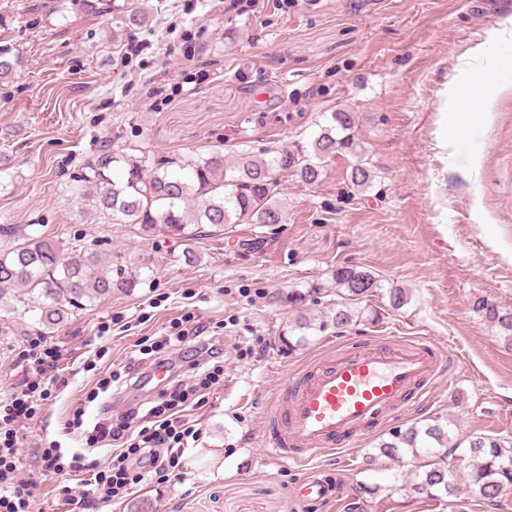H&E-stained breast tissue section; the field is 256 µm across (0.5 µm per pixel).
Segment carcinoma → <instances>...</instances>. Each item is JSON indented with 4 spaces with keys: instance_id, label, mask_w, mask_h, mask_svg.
Instances as JSON below:
<instances>
[{
    "instance_id": "carcinoma-1",
    "label": "carcinoma",
    "mask_w": 512,
    "mask_h": 512,
    "mask_svg": "<svg viewBox=\"0 0 512 512\" xmlns=\"http://www.w3.org/2000/svg\"><path fill=\"white\" fill-rule=\"evenodd\" d=\"M70 2L72 9L83 13L116 11L112 0ZM152 13V5L146 2L119 13L117 19L132 36L150 21ZM15 65L9 48L0 46V79L11 77ZM354 127L355 113L338 110L326 117L307 146L296 144L272 156L267 150L256 155L243 149L227 160L220 154L186 159L144 151L118 154L111 144L103 143L83 161L75 182L90 209L114 224H135L147 234L186 239L200 235L207 226L218 230L226 224L262 228L284 221L278 175L289 174L310 187L319 184L325 159L343 152L357 153ZM350 182L359 190L370 187V168L363 164L352 167ZM2 239L11 245L0 247V309L11 308L12 292L22 289L29 296L31 310L40 312L39 323L47 329L84 304L140 282V267L95 247L67 252L61 242L30 233L20 224H0ZM334 280L340 301L330 309V317L341 329L363 318L348 302L371 295L376 281L366 272L344 266L336 269ZM472 307L498 327L503 342L512 348V312L483 297L475 298ZM312 329L316 325L299 316L288 327L289 336L297 332L299 337L288 341V347L306 342ZM389 436L378 450L389 457L410 456L413 470L409 477L415 489L432 497L454 494L448 458L455 449L448 447V432L442 426L396 429ZM465 455L471 461L467 484L480 498L494 502L512 485V450L502 447L498 439L473 435Z\"/></svg>"
}]
</instances>
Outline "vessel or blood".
Instances as JSON below:
<instances>
[{
	"instance_id": "b4317fda",
	"label": "vessel or blood",
	"mask_w": 512,
	"mask_h": 512,
	"mask_svg": "<svg viewBox=\"0 0 512 512\" xmlns=\"http://www.w3.org/2000/svg\"><path fill=\"white\" fill-rule=\"evenodd\" d=\"M453 363L452 354L430 342L400 336L314 362L276 390L266 415L269 452L304 465L317 455L357 447L388 416L429 399ZM342 494L339 480L312 471L295 498L306 512Z\"/></svg>"
}]
</instances>
